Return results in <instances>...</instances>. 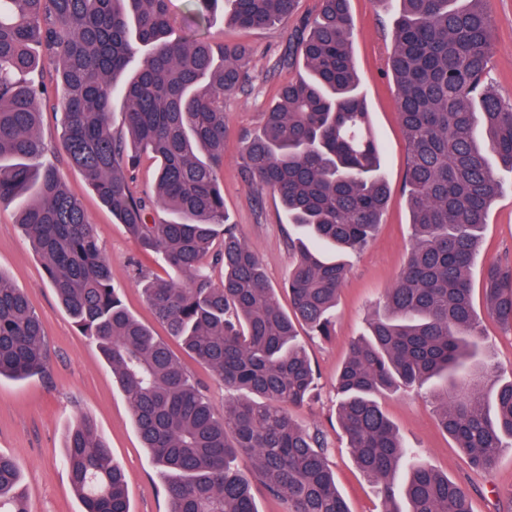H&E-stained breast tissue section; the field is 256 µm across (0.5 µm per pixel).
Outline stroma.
<instances>
[{
	"label": "stroma",
	"instance_id": "35a3bbf8",
	"mask_svg": "<svg viewBox=\"0 0 512 512\" xmlns=\"http://www.w3.org/2000/svg\"><path fill=\"white\" fill-rule=\"evenodd\" d=\"M497 21L492 75L500 94L512 98V0H489ZM395 11L386 0H350L353 49L370 120L381 145V173L391 189L383 222L363 251L348 255L347 278L342 286L332 336L306 339L305 345L318 373L313 400L292 409L302 426L325 432L329 464L339 491L352 512H381L374 487L358 471L336 423L335 376L350 347L367 330L368 321L395 282L411 243L410 215L403 184L406 141L396 106V89L388 71ZM288 21L264 29H243L225 21L223 10L211 13L199 32L216 45L241 44L250 51V84L224 96V167L220 185L224 210L259 257L274 288L288 278L292 256L288 250L290 226L279 199L257 192L243 181L239 166L242 142L260 128L261 114L274 100L280 85L294 78V70L276 68L295 28ZM39 107V133L46 146L44 163L54 165L67 190L81 198L112 267L113 282L130 313L166 336L147 306L130 261L140 250L123 225L112 216L68 162L60 145V116L52 97ZM504 191L492 204L475 266L473 299L483 309V267L491 260L512 261V173H497ZM0 274L22 288L42 317L48 349L44 375L25 380L0 381V454L22 465L21 489L28 512H82L70 476L63 464L67 439L76 419L91 421L111 448L126 477L130 512H169L165 479L143 448L128 403L102 353L82 334L46 282L43 262L31 249L16 222L14 206L0 205ZM432 383L406 387L384 395L381 406L404 442L423 461L463 485L472 512H497L512 489V448L503 449L496 469L474 472L456 442L442 430L430 397Z\"/></svg>",
	"mask_w": 512,
	"mask_h": 512
}]
</instances>
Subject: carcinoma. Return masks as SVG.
<instances>
[{"label": "carcinoma", "mask_w": 512, "mask_h": 512, "mask_svg": "<svg viewBox=\"0 0 512 512\" xmlns=\"http://www.w3.org/2000/svg\"><path fill=\"white\" fill-rule=\"evenodd\" d=\"M199 25L217 0H188ZM388 68L408 152L404 194L413 230L383 312L336 373V419L382 512H471L466 490L416 459L379 397L436 380L440 424L479 472L512 443V379L484 359L471 269L497 166L512 170V99L489 82L495 21L487 0H392ZM172 0H0V205L44 262L47 282L104 354L153 462L168 474L170 512H258L261 485L286 512H350L328 461L326 434L288 409L312 395L315 370L299 338L332 334L348 273L342 256L373 238L390 195L356 76L348 0H317L276 67L304 73L284 85L243 148L248 186L277 195L298 235L285 289L227 223L224 94L244 87L250 54L178 34ZM297 0H224L243 28H267ZM139 55V66L128 70ZM58 94L71 166L145 255L171 273L136 267L146 302L169 336L236 397L216 411L169 345L124 307L81 200L40 162L39 101ZM123 123L112 125L114 100ZM154 191L138 190L142 156ZM163 207L169 219L157 221ZM224 269L215 280L212 270ZM485 313L512 328V262L484 272ZM42 318L0 274V378L45 371ZM65 465L83 512H129L124 475L85 419ZM22 467L0 455V512H27Z\"/></svg>", "instance_id": "carcinoma-1"}]
</instances>
